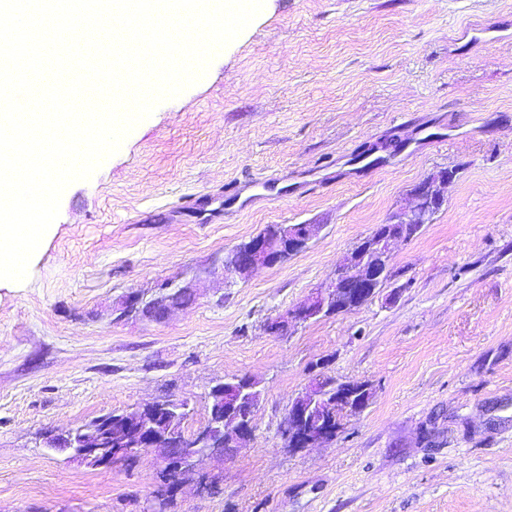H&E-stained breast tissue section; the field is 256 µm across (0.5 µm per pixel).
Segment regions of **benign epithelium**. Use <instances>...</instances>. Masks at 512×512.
<instances>
[{"label":"benign epithelium","mask_w":512,"mask_h":512,"mask_svg":"<svg viewBox=\"0 0 512 512\" xmlns=\"http://www.w3.org/2000/svg\"><path fill=\"white\" fill-rule=\"evenodd\" d=\"M451 181V175L446 172L424 179L414 188L415 204L394 213L390 223L423 227L430 208L445 203ZM318 228L317 224H281L279 247L262 233L253 236L242 250L244 257L224 263V286H233L237 277L252 269L277 265L285 255L293 256L303 251ZM398 239L399 236L385 233L379 227L374 229L352 248L345 262L336 268L334 276L313 289L303 304L271 320L274 329L284 331L319 317L334 316L336 299L346 294L351 296L355 309L367 304L376 294L373 285L382 286L391 278L393 245ZM370 399L368 384L332 378L322 371V365L315 364L308 386L291 401L280 423L283 446L300 451L333 439L344 420L360 415ZM257 406L258 402L250 396L242 398L241 409L231 423V448L224 447V436L214 437L211 423L192 435L159 424L155 414L188 409V403L179 399L154 402L150 404L148 414L140 408L129 411L123 423L113 421L110 413L103 415L94 433H85L78 428L64 433L47 430L42 434V440L45 447L60 448L95 468H110L117 460L133 459L145 448L161 449L167 481L147 512H169L170 501L180 492L186 476L194 471L199 457L231 456L246 447L254 433Z\"/></svg>","instance_id":"1"}]
</instances>
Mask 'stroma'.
<instances>
[{
	"mask_svg": "<svg viewBox=\"0 0 512 512\" xmlns=\"http://www.w3.org/2000/svg\"><path fill=\"white\" fill-rule=\"evenodd\" d=\"M443 169L447 201L372 302L266 332ZM231 182L259 201L186 215ZM270 224L319 230L225 287V251ZM168 281L195 302L121 317ZM317 362L373 397L293 452L279 426ZM243 375L264 387L250 442L201 458L169 512H512V0H265L69 185L28 278L0 281V512H146L156 449L91 468L41 431L177 398L193 433Z\"/></svg>",
	"mask_w": 512,
	"mask_h": 512,
	"instance_id": "1",
	"label": "stroma"
}]
</instances>
